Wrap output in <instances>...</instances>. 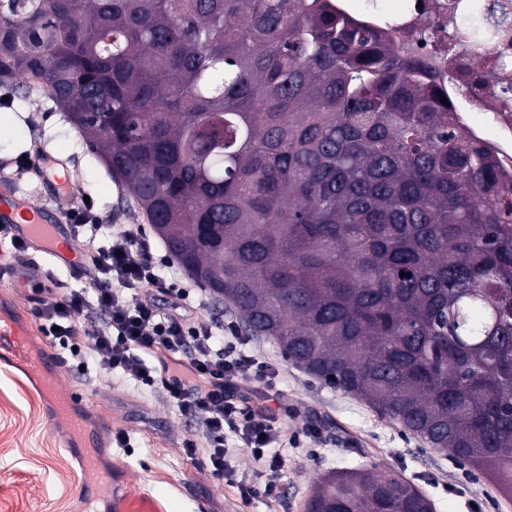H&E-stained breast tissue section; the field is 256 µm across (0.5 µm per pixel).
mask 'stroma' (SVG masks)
<instances>
[{
  "mask_svg": "<svg viewBox=\"0 0 512 512\" xmlns=\"http://www.w3.org/2000/svg\"><path fill=\"white\" fill-rule=\"evenodd\" d=\"M14 106L12 113L0 112V173L17 174L26 153L65 156L79 196H52L25 181L37 206L67 210L86 197L101 223L119 231L146 225L104 166L87 153L63 111L35 94ZM248 350L281 367L274 385L251 382L252 401L265 396L272 409L290 410L286 426L300 435L299 444L281 450L285 466L277 498L245 501L235 481L214 478L202 460L188 459L183 444L197 427L169 405L162 389L68 368L58 379L60 388L79 393L93 416L131 438L127 448L110 443L99 448L96 467L82 468L84 449L66 448L64 425L49 424L40 393L23 370L14 369L0 372V436L10 441L0 450V512H59L63 500L70 512H305L319 476L337 468L377 467L394 469L413 483L435 512H512V499L492 480L360 399L311 378L286 361L273 341L251 337ZM312 416L320 432H306L304 423Z\"/></svg>",
  "mask_w": 512,
  "mask_h": 512,
  "instance_id": "obj_1",
  "label": "stroma"
}]
</instances>
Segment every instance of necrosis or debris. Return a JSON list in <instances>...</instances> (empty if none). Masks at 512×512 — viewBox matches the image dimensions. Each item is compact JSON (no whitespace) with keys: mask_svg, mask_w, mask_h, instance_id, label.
<instances>
[{"mask_svg":"<svg viewBox=\"0 0 512 512\" xmlns=\"http://www.w3.org/2000/svg\"><path fill=\"white\" fill-rule=\"evenodd\" d=\"M351 17L373 26L400 56L423 62L458 127L497 162L512 188V0H405L397 10L364 0ZM487 18V39L473 38L471 15Z\"/></svg>","mask_w":512,"mask_h":512,"instance_id":"1","label":"necrosis or debris"}]
</instances>
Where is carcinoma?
Masks as SVG:
<instances>
[{"label":"carcinoma","mask_w":512,"mask_h":512,"mask_svg":"<svg viewBox=\"0 0 512 512\" xmlns=\"http://www.w3.org/2000/svg\"><path fill=\"white\" fill-rule=\"evenodd\" d=\"M0 85L65 112L244 334L512 497V202L419 61L326 0H0ZM306 512L433 507L341 468Z\"/></svg>","instance_id":"1"}]
</instances>
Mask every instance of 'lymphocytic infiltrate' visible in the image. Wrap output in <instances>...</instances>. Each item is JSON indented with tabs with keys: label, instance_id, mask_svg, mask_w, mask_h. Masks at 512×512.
Masks as SVG:
<instances>
[{
	"label": "lymphocytic infiltrate",
	"instance_id": "lymphocytic-infiltrate-1",
	"mask_svg": "<svg viewBox=\"0 0 512 512\" xmlns=\"http://www.w3.org/2000/svg\"><path fill=\"white\" fill-rule=\"evenodd\" d=\"M67 218L91 284L73 288L55 279L40 289L36 316L43 336L79 372L92 368L135 383H161L168 402L201 434L185 441L187 457L204 455L213 477L235 476L224 435L239 436L256 464L253 479L238 484L241 497L274 496L285 462L276 449L285 437L282 416L262 404L244 408L243 385L254 374L274 381L277 365L250 355L233 324L217 330L211 321L189 324L163 312V297L185 302L192 291L162 276V261L140 229L112 230L88 204L71 209ZM91 308L100 314L94 323L83 319Z\"/></svg>",
	"mask_w": 512,
	"mask_h": 512
}]
</instances>
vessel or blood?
Listing matches in <instances>:
<instances>
[{
    "label": "vessel or blood",
    "instance_id": "vessel-or-blood-1",
    "mask_svg": "<svg viewBox=\"0 0 512 512\" xmlns=\"http://www.w3.org/2000/svg\"><path fill=\"white\" fill-rule=\"evenodd\" d=\"M0 224L11 225L15 236L26 246L41 251L56 265L64 267L78 259L71 229L64 224L61 211L36 207L13 178L0 179ZM30 334L26 317L0 307V364L22 367L41 378V394L51 419L67 423L77 444L95 446L98 430L77 413V397L71 393L61 396L55 391L54 381L63 368L61 357L52 348L32 350Z\"/></svg>",
    "mask_w": 512,
    "mask_h": 512
}]
</instances>
